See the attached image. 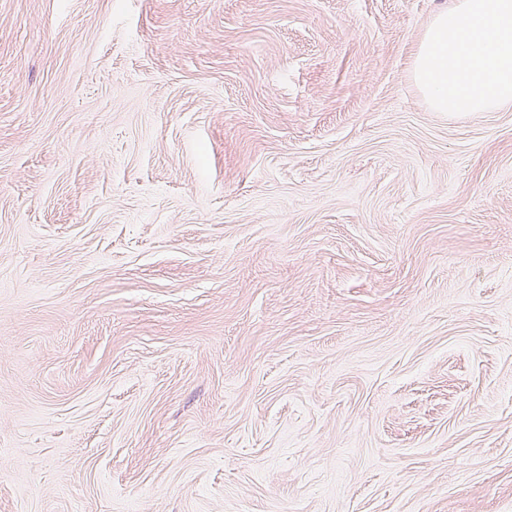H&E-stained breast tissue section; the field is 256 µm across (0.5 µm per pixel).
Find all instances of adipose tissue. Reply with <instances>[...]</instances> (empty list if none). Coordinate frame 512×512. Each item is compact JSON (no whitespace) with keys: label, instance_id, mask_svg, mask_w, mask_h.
<instances>
[{"label":"adipose tissue","instance_id":"adipose-tissue-1","mask_svg":"<svg viewBox=\"0 0 512 512\" xmlns=\"http://www.w3.org/2000/svg\"><path fill=\"white\" fill-rule=\"evenodd\" d=\"M413 76L439 112H488L512 104V0H458L434 17Z\"/></svg>","mask_w":512,"mask_h":512}]
</instances>
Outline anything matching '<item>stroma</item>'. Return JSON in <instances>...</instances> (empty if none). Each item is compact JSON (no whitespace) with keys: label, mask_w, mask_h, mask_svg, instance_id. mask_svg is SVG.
I'll return each instance as SVG.
<instances>
[{"label":"stroma","mask_w":512,"mask_h":512,"mask_svg":"<svg viewBox=\"0 0 512 512\" xmlns=\"http://www.w3.org/2000/svg\"><path fill=\"white\" fill-rule=\"evenodd\" d=\"M457 0H0V512H512V106ZM412 66L437 112L512 104V0H459L426 27Z\"/></svg>","instance_id":"obj_1"}]
</instances>
